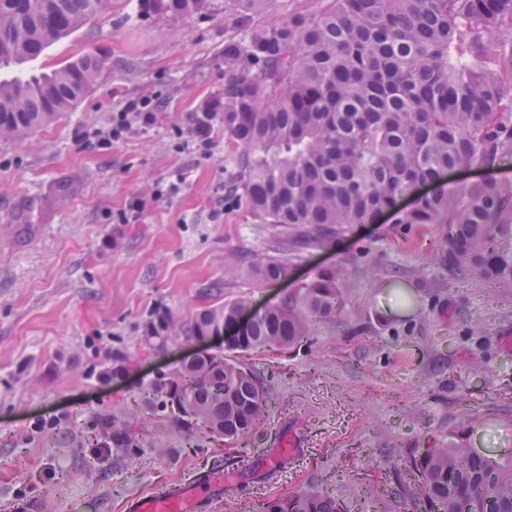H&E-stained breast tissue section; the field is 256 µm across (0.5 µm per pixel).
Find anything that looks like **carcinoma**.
I'll return each mask as SVG.
<instances>
[{"label": "carcinoma", "mask_w": 512, "mask_h": 512, "mask_svg": "<svg viewBox=\"0 0 512 512\" xmlns=\"http://www.w3.org/2000/svg\"><path fill=\"white\" fill-rule=\"evenodd\" d=\"M0 0V70L37 59L99 14L106 0ZM270 0H225L238 37L224 42L222 113L234 148L224 209H245L283 230L278 255L225 261V274L259 282L286 276L288 261L356 224H373L417 185L462 168L512 159V0H318L273 24L255 16ZM213 0H138L141 17H188ZM497 36L496 44L488 37ZM104 58L87 53L49 73L0 75V140L22 139L69 111L95 84ZM401 227L430 224L448 275L512 288V184L493 178L444 187L397 213ZM349 288L345 267L320 272L300 295L255 316L228 354L186 363L159 380L127 412L110 415L112 447L134 456L133 424L146 410L171 420L186 439L198 433L246 446L268 414L272 379L261 389L234 370L238 354L286 349L317 319L336 317ZM243 297L206 308L186 325L158 313L143 329L155 349L179 336H205L235 322ZM397 471L415 512H512V460H491L454 438L400 457ZM259 512H348L323 491L269 498Z\"/></svg>", "instance_id": "obj_1"}]
</instances>
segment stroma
I'll use <instances>...</instances> for the list:
<instances>
[{
    "label": "stroma",
    "instance_id": "35a3bbf8",
    "mask_svg": "<svg viewBox=\"0 0 512 512\" xmlns=\"http://www.w3.org/2000/svg\"><path fill=\"white\" fill-rule=\"evenodd\" d=\"M137 0L104 10L27 67L51 71L87 52L105 59L90 92L50 125L0 141V512H126L127 501L225 468L233 484L202 512H251L256 499L322 489L350 512H379L400 486L398 456L447 435L512 459V290L449 277L433 227L407 229L385 213L296 258L261 284L224 274V260L270 252L280 230L224 208L230 167L214 120L208 156L195 149L196 112L224 86V42L238 36L224 10L141 17ZM159 94L153 126L96 149L132 98ZM159 192L133 224L117 223L136 195ZM351 262L352 286L335 319L285 350L244 354L274 374L271 408L249 447L208 437L187 447L164 419H146L136 458L93 460L100 416L133 406L158 373L178 377L223 338L142 341L151 313L190 321L246 297L262 310L299 294L326 268ZM398 273L402 289L377 288ZM126 358L119 370L115 353ZM45 421L42 431L32 425ZM304 438L301 456L267 472L279 439ZM54 480L40 478L46 464Z\"/></svg>",
    "mask_w": 512,
    "mask_h": 512
}]
</instances>
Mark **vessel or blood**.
I'll use <instances>...</instances> for the list:
<instances>
[{
	"label": "vessel or blood",
	"mask_w": 512,
	"mask_h": 512,
	"mask_svg": "<svg viewBox=\"0 0 512 512\" xmlns=\"http://www.w3.org/2000/svg\"><path fill=\"white\" fill-rule=\"evenodd\" d=\"M299 445V439L293 435L281 440L268 461L269 468L294 459ZM227 483L228 478L223 472H211L188 483L171 485L147 496H136L129 509L130 512H198L203 490H210L212 498L218 499Z\"/></svg>",
	"instance_id": "1"
}]
</instances>
